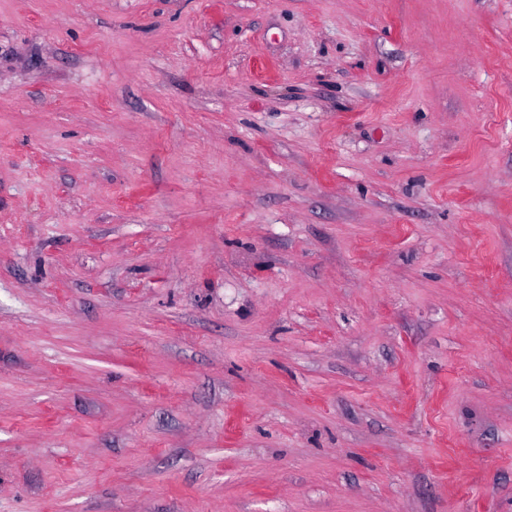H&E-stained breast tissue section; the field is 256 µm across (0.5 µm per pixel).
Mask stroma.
<instances>
[{
    "label": "stroma",
    "instance_id": "35a3bbf8",
    "mask_svg": "<svg viewBox=\"0 0 512 512\" xmlns=\"http://www.w3.org/2000/svg\"><path fill=\"white\" fill-rule=\"evenodd\" d=\"M0 512H512V0H0Z\"/></svg>",
    "mask_w": 512,
    "mask_h": 512
}]
</instances>
